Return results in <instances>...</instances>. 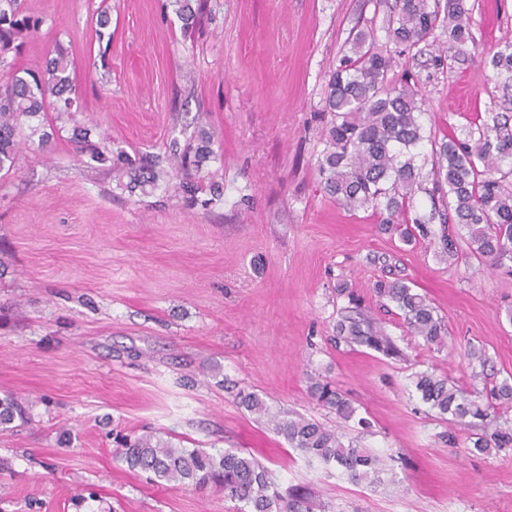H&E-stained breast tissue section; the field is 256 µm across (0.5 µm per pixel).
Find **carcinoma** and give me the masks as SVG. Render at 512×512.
<instances>
[{
    "mask_svg": "<svg viewBox=\"0 0 512 512\" xmlns=\"http://www.w3.org/2000/svg\"><path fill=\"white\" fill-rule=\"evenodd\" d=\"M176 13L191 25L204 14V0H174ZM469 0H399L398 10L381 27L383 44L374 28L359 31L349 42L327 83L325 110L330 116L324 149L317 170L324 192L350 212L372 210L380 218V230L396 231L404 242H437L439 255L457 261L474 259L492 268L512 262V113L488 109L465 130L463 136L425 138L420 81L411 71L394 72V56L415 52L440 30L448 46L429 54L435 71L464 53L473 42ZM42 19L20 10V0H0V53L14 48L16 39L39 30ZM503 90L512 87V41L480 57ZM69 53L62 44L42 72L14 67L0 68V172L14 166L24 125L39 134V147L50 146L54 132L32 125L52 104L57 117L74 119L81 111L72 95ZM91 131L74 126L77 154L95 167L125 169L129 187L145 188L156 182V168L167 162L176 175L187 179L202 172L213 155L212 136L197 128L185 145L173 140L164 157L133 158L112 150L107 142L94 143ZM430 143L431 168L423 173L417 162L423 141ZM431 181L430 198L438 205L429 213L413 212L414 194ZM440 224L435 231L433 224ZM465 230L461 235L454 227ZM376 293L402 312L411 334L428 344L442 342L446 328L442 316L427 299L402 280L379 281ZM336 340L400 357L384 330L369 319L346 317L336 326ZM414 387L422 402L450 425L469 431L467 439L478 452L512 446V428H489L493 413L512 408V384L504 380L486 394L466 391L446 377L423 371L415 374ZM310 394L332 409L342 423L357 419L367 429L370 422L356 417L352 402L331 382L310 378ZM249 411L267 415L265 402L252 392L238 393ZM24 418L22 407L10 397L0 399V429ZM273 429L301 453L324 463H336L350 480L374 482L384 471L385 459L342 442L337 427H328L302 415L269 419ZM120 460L131 470L150 473L158 484L213 488L224 497L247 507V512H312L309 498L298 492L280 493L271 473L247 449H228L215 454L198 448H175L151 434L124 443Z\"/></svg>",
    "mask_w": 512,
    "mask_h": 512,
    "instance_id": "obj_1",
    "label": "carcinoma"
}]
</instances>
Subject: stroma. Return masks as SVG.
Here are the masks:
<instances>
[{"instance_id": "obj_1", "label": "stroma", "mask_w": 512, "mask_h": 512, "mask_svg": "<svg viewBox=\"0 0 512 512\" xmlns=\"http://www.w3.org/2000/svg\"><path fill=\"white\" fill-rule=\"evenodd\" d=\"M464 60L415 67L425 131L468 127L502 102L479 62L512 40V0H470ZM44 18L5 60L45 67L68 48L92 141L164 154L196 127L213 156L186 202L179 178L128 190L127 176L74 155L61 122L49 150L22 146L0 176V397L25 409L0 432V512H239L223 494L160 486L118 460L119 440L151 431L181 448H247L281 487L325 512H512V447L470 452L422 403L420 371L482 389L512 377V274L441 259L434 246L379 232L323 191L327 81L348 40L381 23L376 0H208L196 27L169 0H22ZM108 10L110 42L96 11ZM223 196L209 203V185ZM380 279L426 295L448 334L429 345L376 296ZM402 355L335 343L348 293ZM481 352L468 359V350ZM346 393L360 417L337 424L311 377ZM340 425L344 442L386 457L380 483L291 448L240 405Z\"/></svg>"}]
</instances>
